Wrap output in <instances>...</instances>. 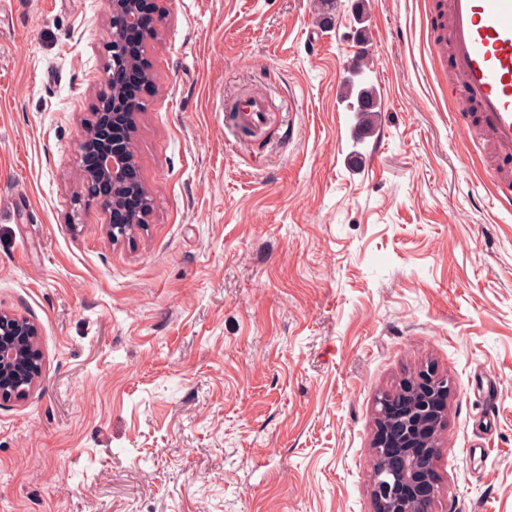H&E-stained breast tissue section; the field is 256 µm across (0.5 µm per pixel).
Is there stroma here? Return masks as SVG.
<instances>
[{"mask_svg": "<svg viewBox=\"0 0 512 512\" xmlns=\"http://www.w3.org/2000/svg\"><path fill=\"white\" fill-rule=\"evenodd\" d=\"M434 0H162L134 240L78 165L104 0L0 13V308L40 386L0 408V512H374V398L456 385L435 512H512V211L448 114ZM360 65L374 130L341 100ZM259 86L275 117L226 106ZM148 217L149 211H142L141 209L139 212L130 215L127 214L123 224H113L109 222V234L112 235V241L118 242L133 237L139 230L144 228Z\"/></svg>", "mask_w": 512, "mask_h": 512, "instance_id": "1", "label": "stroma"}]
</instances>
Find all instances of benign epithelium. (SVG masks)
I'll return each instance as SVG.
<instances>
[{
  "instance_id": "7a95c632",
  "label": "benign epithelium",
  "mask_w": 512,
  "mask_h": 512,
  "mask_svg": "<svg viewBox=\"0 0 512 512\" xmlns=\"http://www.w3.org/2000/svg\"><path fill=\"white\" fill-rule=\"evenodd\" d=\"M112 14L110 38L125 41L130 32L150 39L155 26L144 24L143 8L155 11V0H107ZM112 106L126 109L129 135L137 130L138 104L125 93H110ZM81 138L99 140V151L91 160L92 170L80 164L86 181L107 182L112 192L99 196L103 210L110 213L125 205L130 169L136 167L134 154L120 149L95 123L84 125ZM149 211L126 216L121 224H109L112 241L133 237L143 229ZM39 327L31 319L0 310V406L24 400L41 378ZM454 383L431 369L404 379L399 386L376 401L377 434L374 450L375 512H434V492L419 493L428 483L435 486L436 441L445 422Z\"/></svg>"
}]
</instances>
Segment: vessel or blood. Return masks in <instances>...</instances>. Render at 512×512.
Wrapping results in <instances>:
<instances>
[{
	"label": "vessel or blood",
	"mask_w": 512,
	"mask_h": 512,
	"mask_svg": "<svg viewBox=\"0 0 512 512\" xmlns=\"http://www.w3.org/2000/svg\"><path fill=\"white\" fill-rule=\"evenodd\" d=\"M433 49L451 61L448 101L458 123L474 119L492 145L497 163L488 169L493 194L512 209V0H445ZM242 120L262 130L272 105L253 88L234 103Z\"/></svg>",
	"instance_id": "vessel-or-blood-1"
}]
</instances>
